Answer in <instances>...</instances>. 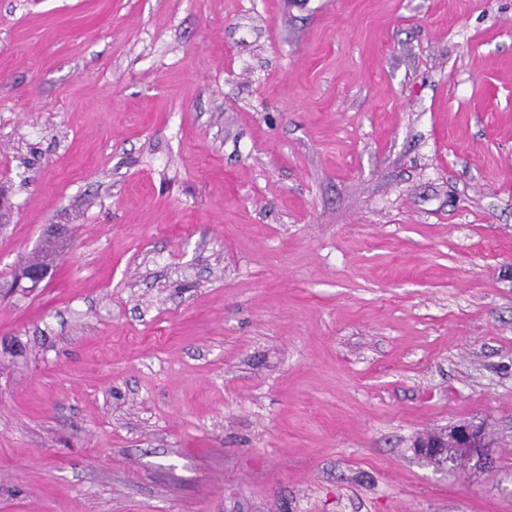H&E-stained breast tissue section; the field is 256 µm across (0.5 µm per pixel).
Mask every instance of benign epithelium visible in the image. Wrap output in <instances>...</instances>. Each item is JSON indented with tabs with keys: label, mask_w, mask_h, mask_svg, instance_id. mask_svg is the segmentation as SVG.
<instances>
[{
	"label": "benign epithelium",
	"mask_w": 512,
	"mask_h": 512,
	"mask_svg": "<svg viewBox=\"0 0 512 512\" xmlns=\"http://www.w3.org/2000/svg\"><path fill=\"white\" fill-rule=\"evenodd\" d=\"M453 444L458 455L471 462L487 463L491 444L486 428L481 424L465 422L440 432H429L417 437L413 450L416 456L443 468L454 458L447 455L448 444Z\"/></svg>",
	"instance_id": "1"
}]
</instances>
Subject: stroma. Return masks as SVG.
<instances>
[{
    "instance_id": "1",
    "label": "stroma",
    "mask_w": 512,
    "mask_h": 512,
    "mask_svg": "<svg viewBox=\"0 0 512 512\" xmlns=\"http://www.w3.org/2000/svg\"><path fill=\"white\" fill-rule=\"evenodd\" d=\"M0 512H512V0H0ZM448 442L454 448L448 446ZM412 448L416 456L440 468L447 467L448 462L456 465L457 460L448 456L453 455L456 450L463 460H467V464L475 459L477 463L486 464L491 457V444L486 428L482 424L471 422L455 425L448 430L423 434L415 439Z\"/></svg>"
}]
</instances>
